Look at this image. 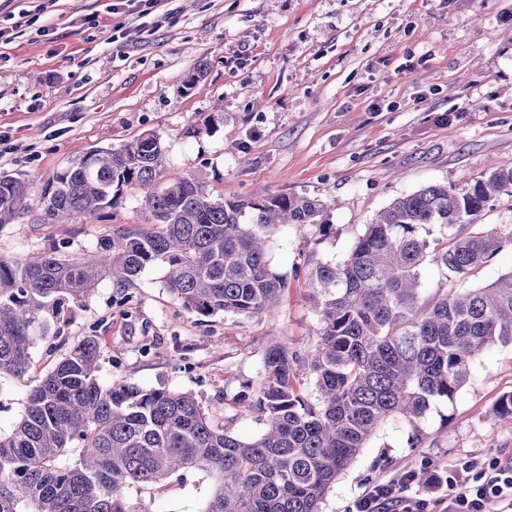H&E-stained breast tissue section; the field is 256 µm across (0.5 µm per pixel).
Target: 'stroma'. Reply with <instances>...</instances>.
I'll return each mask as SVG.
<instances>
[{"label": "stroma", "mask_w": 512, "mask_h": 512, "mask_svg": "<svg viewBox=\"0 0 512 512\" xmlns=\"http://www.w3.org/2000/svg\"><path fill=\"white\" fill-rule=\"evenodd\" d=\"M40 2L0 0V173L32 186L29 215L0 226V257L91 254L116 228L141 226L140 189L69 224L31 214L70 159L147 130L165 140L164 178L201 175L228 199L315 197L336 232L323 239L288 224L269 238L271 265L288 280L271 317L199 319L168 293L160 266L127 288L101 278L33 346L24 381L0 378L1 433L20 421L28 389L93 334L103 382L193 393L214 426L258 435L245 398L262 383L265 347L318 340V314L295 274L305 257L341 261L397 197L435 183L463 189L489 166L512 167V0H170L143 18L127 0H56L43 12ZM23 12L30 23L18 35ZM202 59L205 78L182 92ZM218 107L220 131L183 137ZM510 392L512 345L496 344L456 398L432 402L417 426L382 424L320 512H352L366 489L404 473L511 461L512 425L490 413ZM211 489L206 474L188 472L143 498L153 512H202Z\"/></svg>", "instance_id": "1"}]
</instances>
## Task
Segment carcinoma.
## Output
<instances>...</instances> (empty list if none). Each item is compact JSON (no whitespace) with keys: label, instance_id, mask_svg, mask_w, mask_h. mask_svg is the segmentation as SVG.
<instances>
[{"label":"carcinoma","instance_id":"cac0c4a2","mask_svg":"<svg viewBox=\"0 0 512 512\" xmlns=\"http://www.w3.org/2000/svg\"><path fill=\"white\" fill-rule=\"evenodd\" d=\"M207 70L199 61L183 92ZM223 125L224 113L211 112L184 135ZM164 162L162 137L145 131L71 159L42 187L37 224L96 215L141 188L151 227L116 229L96 255L0 257V377L24 380L35 340L64 302L83 301L106 274L125 286L161 265L165 288L190 313L271 315L288 282L268 259L269 235L286 224H311L324 238L336 233L316 198L228 200L200 176L161 185ZM507 189L512 168L493 167L461 190L431 184L393 200L342 261L308 254L302 274L319 341L304 354L286 340L265 348L263 384L249 405L264 424L254 438L214 426L190 392L102 383L100 339L81 338L29 391L12 432L0 434V512H152L129 490L161 488L192 470L213 481L203 512H319L381 424L400 417L416 427L432 401L455 399L477 356L512 345V269L487 285L420 301L426 266L465 281L512 247V227L473 229ZM30 191L0 174V226L29 212ZM300 368L314 401L302 393ZM492 414L512 421V393Z\"/></svg>","mask_w":512,"mask_h":512}]
</instances>
